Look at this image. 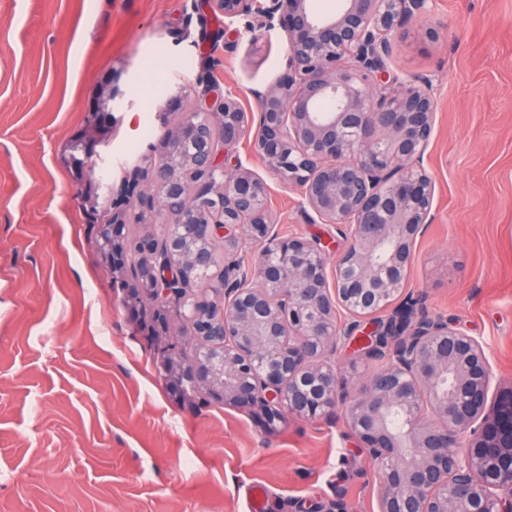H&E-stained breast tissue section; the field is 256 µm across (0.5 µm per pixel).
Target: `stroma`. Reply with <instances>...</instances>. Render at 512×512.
<instances>
[{"label":"stroma","mask_w":512,"mask_h":512,"mask_svg":"<svg viewBox=\"0 0 512 512\" xmlns=\"http://www.w3.org/2000/svg\"><path fill=\"white\" fill-rule=\"evenodd\" d=\"M421 37L395 32L388 70L428 81L424 166L432 222L408 290L483 346L491 390L512 385V0H433ZM278 22L226 18L208 0H0V512H378L376 467L343 421L176 397L150 309L132 315L99 248L105 196L166 131L146 101L210 76L256 114L286 71ZM123 95L110 99L112 84ZM96 144L95 202L73 157ZM268 188L281 236L346 240L301 207L250 140L225 160Z\"/></svg>","instance_id":"35a3bbf8"}]
</instances>
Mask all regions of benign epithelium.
Instances as JSON below:
<instances>
[{
	"instance_id": "benign-epithelium-1",
	"label": "benign epithelium",
	"mask_w": 512,
	"mask_h": 512,
	"mask_svg": "<svg viewBox=\"0 0 512 512\" xmlns=\"http://www.w3.org/2000/svg\"><path fill=\"white\" fill-rule=\"evenodd\" d=\"M250 0H210L226 17ZM266 16L288 33V73L256 94L257 127L212 81L158 101L170 124L110 200L101 240L112 268L139 258L127 293L157 303L159 333L173 323L195 342L170 343L163 380L183 396L204 390L224 404L345 420L376 464L379 512H512V387L489 398L482 345L453 321L415 318L406 293L414 245L431 220L434 186L423 162L434 99L422 80L387 90L391 38L430 0H340L330 14L310 0H270ZM256 129L266 167L301 189L303 207L344 227L345 250L327 269L321 242L276 231L266 184L224 171L228 150ZM171 208L162 234L128 245V210ZM255 244L249 264L236 259ZM351 319L341 331L337 313ZM391 311L370 334L361 319ZM378 363L350 391L342 340ZM400 419V426L393 425Z\"/></svg>"
}]
</instances>
